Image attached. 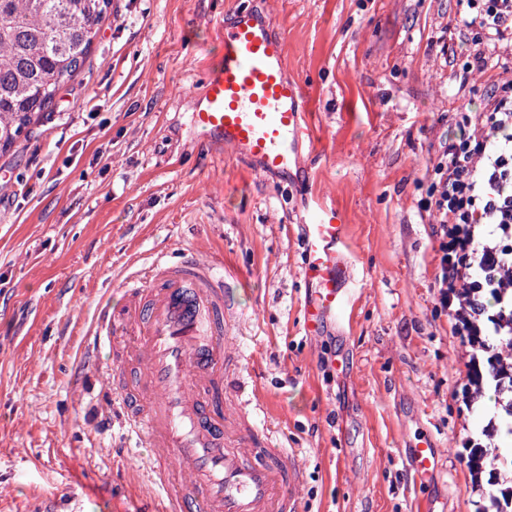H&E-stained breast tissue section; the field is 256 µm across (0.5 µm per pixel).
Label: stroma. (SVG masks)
Returning <instances> with one entry per match:
<instances>
[{"label":"stroma","mask_w":512,"mask_h":512,"mask_svg":"<svg viewBox=\"0 0 512 512\" xmlns=\"http://www.w3.org/2000/svg\"><path fill=\"white\" fill-rule=\"evenodd\" d=\"M287 44L315 127L289 175L200 139L193 100L241 4ZM457 0H112L87 59L32 133L0 153V512H143L149 451L101 402L84 336L129 263L187 250L234 269L224 337L261 398L256 425L306 470L302 512H477L483 416L454 393L466 346L434 303L423 204L455 113L512 81V50L459 89ZM342 212L350 303L301 326L310 208ZM437 446L417 482L409 449Z\"/></svg>","instance_id":"stroma-1"}]
</instances>
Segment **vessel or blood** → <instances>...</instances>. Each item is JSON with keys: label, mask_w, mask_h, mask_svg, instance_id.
Returning a JSON list of instances; mask_svg holds the SVG:
<instances>
[{"label": "vessel or blood", "mask_w": 512, "mask_h": 512, "mask_svg": "<svg viewBox=\"0 0 512 512\" xmlns=\"http://www.w3.org/2000/svg\"><path fill=\"white\" fill-rule=\"evenodd\" d=\"M221 53L195 98L194 128L231 148L258 174L296 166L315 133L303 86L288 77L286 46L258 11L241 7L224 23ZM342 213L313 206L303 273L314 295L304 307L306 336H321L343 315L353 267L344 251ZM219 255L161 256L123 281L122 302L101 300L89 350L109 349L103 399L139 447L149 449L156 512H301L303 468L296 453L258 443L254 407L234 389V415L217 406L230 359L224 325L231 301ZM411 466L426 481L435 444L414 443Z\"/></svg>", "instance_id": "obj_1"}]
</instances>
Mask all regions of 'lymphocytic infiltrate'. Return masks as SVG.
I'll list each match as a JSON object with an SVG mask.
<instances>
[{
    "instance_id": "obj_1",
    "label": "lymphocytic infiltrate",
    "mask_w": 512,
    "mask_h": 512,
    "mask_svg": "<svg viewBox=\"0 0 512 512\" xmlns=\"http://www.w3.org/2000/svg\"><path fill=\"white\" fill-rule=\"evenodd\" d=\"M459 22L475 30L460 84L486 72L502 44H512V0H459ZM432 194L424 207L439 242L435 304L452 335L467 346L465 407L492 396L481 433L466 448H492L512 437V83H496L478 112L454 115V133L431 161Z\"/></svg>"
}]
</instances>
